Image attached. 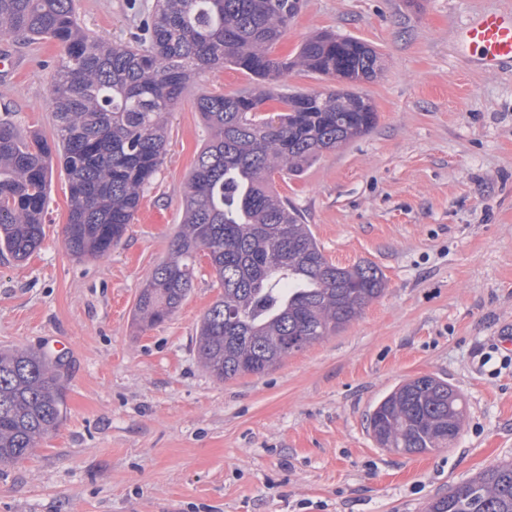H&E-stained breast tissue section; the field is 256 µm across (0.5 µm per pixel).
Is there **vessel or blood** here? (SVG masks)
I'll use <instances>...</instances> for the list:
<instances>
[{"mask_svg":"<svg viewBox=\"0 0 512 512\" xmlns=\"http://www.w3.org/2000/svg\"><path fill=\"white\" fill-rule=\"evenodd\" d=\"M461 41L476 65L495 68L512 62V13L480 15L463 29Z\"/></svg>","mask_w":512,"mask_h":512,"instance_id":"obj_1","label":"vessel or blood"}]
</instances>
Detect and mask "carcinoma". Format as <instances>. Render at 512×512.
I'll return each instance as SVG.
<instances>
[{
  "label": "carcinoma",
  "mask_w": 512,
  "mask_h": 512,
  "mask_svg": "<svg viewBox=\"0 0 512 512\" xmlns=\"http://www.w3.org/2000/svg\"><path fill=\"white\" fill-rule=\"evenodd\" d=\"M292 0H157L144 44H108L78 24L74 0H0V34L51 38L62 47L51 84L52 138L0 123V253L21 261L44 237L53 156L61 159L72 255L102 258L122 239L142 191L163 164L167 116L191 75L231 67L253 86L202 93L196 109L212 131L187 183L184 219L169 256L152 270L135 320L173 315L193 288L205 252L221 293L203 315L195 346L217 380L263 375L289 355L332 336L383 293L370 264L327 260L299 210L273 190L274 176H300L320 156L376 124L368 99L344 90L296 92L294 70L370 81L380 54L355 38L318 33L292 58L274 49L295 19ZM269 101L280 112H263ZM62 363L38 349L0 352V464L28 458L63 417ZM464 410L448 382L408 379L373 408L370 428L396 448L426 452L459 435ZM426 512H512V462L448 490Z\"/></svg>",
  "instance_id": "1"
}]
</instances>
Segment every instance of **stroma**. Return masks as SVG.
Masks as SVG:
<instances>
[{"label": "stroma", "instance_id": "stroma-1", "mask_svg": "<svg viewBox=\"0 0 512 512\" xmlns=\"http://www.w3.org/2000/svg\"><path fill=\"white\" fill-rule=\"evenodd\" d=\"M155 5L76 0V14L90 34L132 44ZM484 12H512V0H301L276 56L319 32L374 46L381 73L349 89L377 120L274 189L330 262L373 265L385 289L264 375L220 382L200 364L196 327L219 294L207 263L169 319H134L211 136L194 101L249 88L248 75L192 76L163 164L109 256L67 250L69 193L53 166L41 247L0 257V350L61 359L65 413L29 458L0 466V512H423L512 461V64L482 70L456 44ZM2 47L23 68L0 76V121L50 135L59 44L6 34ZM424 375L463 397L458 439L418 455L380 447L369 413Z\"/></svg>", "mask_w": 512, "mask_h": 512}]
</instances>
